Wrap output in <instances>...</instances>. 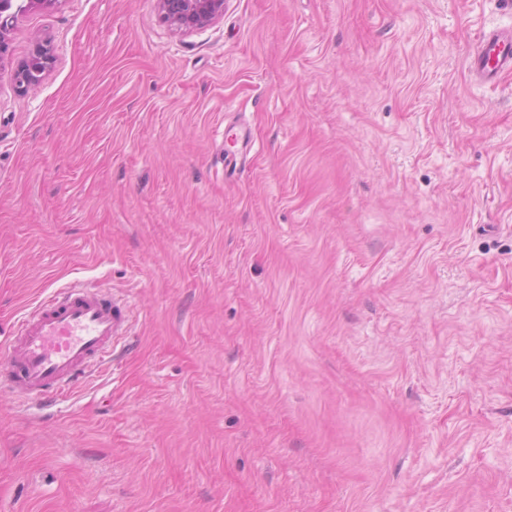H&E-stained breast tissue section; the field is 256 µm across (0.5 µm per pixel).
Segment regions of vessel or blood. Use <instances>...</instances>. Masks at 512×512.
I'll list each match as a JSON object with an SVG mask.
<instances>
[{
	"mask_svg": "<svg viewBox=\"0 0 512 512\" xmlns=\"http://www.w3.org/2000/svg\"><path fill=\"white\" fill-rule=\"evenodd\" d=\"M471 69L485 81L512 72V30L482 34ZM247 138L244 129L225 127V167L235 166ZM123 325L111 295L79 286L55 291L0 345V391L33 402L74 396L86 373L111 362Z\"/></svg>",
	"mask_w": 512,
	"mask_h": 512,
	"instance_id": "vessel-or-blood-1",
	"label": "vessel or blood"
}]
</instances>
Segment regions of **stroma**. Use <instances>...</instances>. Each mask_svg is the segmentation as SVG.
Masks as SVG:
<instances>
[{
	"mask_svg": "<svg viewBox=\"0 0 512 512\" xmlns=\"http://www.w3.org/2000/svg\"><path fill=\"white\" fill-rule=\"evenodd\" d=\"M511 25L512 0H226L189 34L156 0L20 13L0 344L73 285L131 332L74 399L0 393V512H512V73L469 68ZM53 62L51 49L47 43L37 41L30 57L14 71L13 80L17 88L23 91L40 87ZM235 125H228L224 129V169L236 166V157L239 150H242L246 140V146L249 145L250 139L248 133ZM240 146V149H238Z\"/></svg>",
	"mask_w": 512,
	"mask_h": 512,
	"instance_id": "35a3bbf8",
	"label": "stroma"
}]
</instances>
